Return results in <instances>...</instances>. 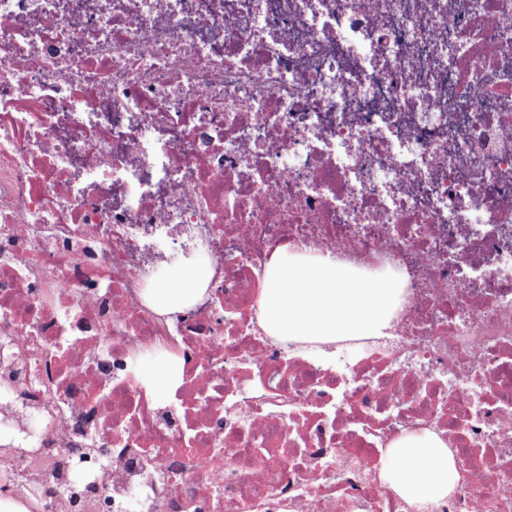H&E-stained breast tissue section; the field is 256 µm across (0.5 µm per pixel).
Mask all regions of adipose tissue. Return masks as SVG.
Wrapping results in <instances>:
<instances>
[{"label": "adipose tissue", "instance_id": "adipose-tissue-1", "mask_svg": "<svg viewBox=\"0 0 512 512\" xmlns=\"http://www.w3.org/2000/svg\"><path fill=\"white\" fill-rule=\"evenodd\" d=\"M214 276L212 266L191 264L174 279L152 281L143 299L156 312L173 317L201 304ZM400 296L397 283L356 276L348 267L286 245L267 263L257 325L278 343L325 351L340 341L387 336ZM379 476L416 512H430L458 485L461 463L447 439L429 430L386 448Z\"/></svg>", "mask_w": 512, "mask_h": 512}]
</instances>
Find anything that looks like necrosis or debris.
Listing matches in <instances>:
<instances>
[{"label":"necrosis or debris","mask_w":512,"mask_h":512,"mask_svg":"<svg viewBox=\"0 0 512 512\" xmlns=\"http://www.w3.org/2000/svg\"><path fill=\"white\" fill-rule=\"evenodd\" d=\"M284 244L397 281L392 336L263 337ZM0 428L41 512L78 470L109 512H413L377 461L423 429L465 467L431 512H512V0H0ZM179 269L175 265L167 267L160 278L171 279ZM214 276L215 269L209 264L193 263L185 266L174 279L152 281L144 289V302L159 314L174 317L204 301L207 287ZM158 363L154 360L143 359L140 362V372L145 378H150ZM182 364L175 359L174 361H165L161 368L150 378L149 385L155 390L158 399H164L166 391L171 382L175 379L179 381L182 377Z\"/></svg>","instance_id":"obj_1"}]
</instances>
